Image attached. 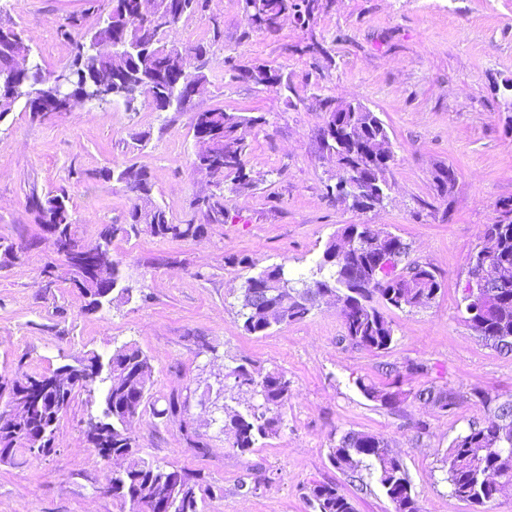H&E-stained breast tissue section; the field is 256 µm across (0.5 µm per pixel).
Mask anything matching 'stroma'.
Here are the masks:
<instances>
[{
    "instance_id": "1",
    "label": "stroma",
    "mask_w": 512,
    "mask_h": 512,
    "mask_svg": "<svg viewBox=\"0 0 512 512\" xmlns=\"http://www.w3.org/2000/svg\"><path fill=\"white\" fill-rule=\"evenodd\" d=\"M107 9L103 2L90 10L86 0H0V24L21 31L32 59L55 71L74 54L60 33L66 18L93 28ZM171 38L209 47L207 91L180 111L84 103L34 120L19 104L0 119V237L20 248L19 261L0 266V374L51 372L90 353L106 361L123 344L138 346L154 367L131 427L139 455L214 486L204 512H312L309 489L331 482L355 512H392L373 477L356 488L331 465L330 448L347 431L389 441L422 512H512V499L486 507L459 500L446 480L453 440L487 417L477 392L512 394V354L486 345L462 316L469 260L499 219V203L512 200V107L499 93L512 79V0H331L314 23L290 15L275 35L251 29L240 0H209ZM313 40L323 54L305 52ZM228 57L233 65H225ZM237 63L279 70L294 94L239 79ZM348 102L377 112L392 142L389 201L378 211L359 212L326 194L336 167L319 130L327 105ZM210 109L258 119L245 131L251 185L225 183L218 222L195 205L214 190L193 165L192 118ZM124 164L149 173L153 200L173 223L205 232L114 240L133 293L89 313L64 280V259L43 237L29 197L65 190L79 242L94 245L102 225L125 223L132 203L123 184L97 173ZM445 167L456 180L443 192L436 176ZM347 224L377 225L407 245L409 260L436 269L442 289L432 305L389 311L394 340L379 352L343 341L340 314L327 304L304 320L245 335L238 311L246 278L275 264L309 273L326 240ZM244 362L284 372L291 395L279 435L239 455L223 429L232 402L224 374ZM412 362L427 372H406ZM392 369L403 372L407 393L397 414L356 386L360 378L385 385ZM429 386L463 400L444 413L414 399ZM104 407L102 391L78 393L51 456L21 453L0 463V512H119L105 490L114 465L83 434ZM260 475L269 482L258 488Z\"/></svg>"
}]
</instances>
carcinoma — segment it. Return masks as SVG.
<instances>
[{
    "instance_id": "cac0c4a2",
    "label": "carcinoma",
    "mask_w": 512,
    "mask_h": 512,
    "mask_svg": "<svg viewBox=\"0 0 512 512\" xmlns=\"http://www.w3.org/2000/svg\"><path fill=\"white\" fill-rule=\"evenodd\" d=\"M147 0H110V10L98 27L79 35L69 64L58 71V76L70 90L71 98H56L51 93V83L41 66L31 62L25 69L19 68L17 42L20 33L11 26L0 25V118L13 111L19 102L31 113L32 118H45L55 112H67L71 102L81 95L83 86L93 74L108 68L100 106L121 101L132 106L136 97L128 87V75L140 72L143 90L156 103L157 109L180 108L187 103L189 90L196 84L205 85L201 73L182 72L175 58L164 52L154 54L149 64L143 66L135 58L122 62L98 61L91 46L107 40L123 42L128 38L149 48L159 47L167 40V33L141 24L142 4ZM243 9L250 15L254 28L276 33L280 22L290 13L304 22L315 20V13L328 4L319 0H242ZM204 5V0H171L173 25H178L187 14ZM239 77L258 85L273 86L293 91L291 84L278 71L266 65L237 68ZM349 111L331 108L319 138L327 147L342 145L345 164L343 172L336 176V183L326 185L327 195L343 199L344 185L365 178L377 179L376 190L363 204V209L374 211L385 208L388 195L386 172L394 160V151L386 127L374 112L364 111L360 104H347ZM263 117H246L220 109L197 112L193 116L192 129L196 141V158L208 163L210 176L216 191L197 200V206L207 215L224 213V183L246 186L242 155L246 144L244 127L255 125ZM353 136L344 138L346 128ZM105 180L112 178L125 185L132 194V205L124 224H105L99 232L103 252L112 264L111 288L117 296L97 295L86 301V311L94 313L115 298H128L132 286L123 283L121 262L112 254V242L127 238L137 231L143 221V211L153 204L152 184L148 173L133 165L122 169L100 171ZM65 203L66 223L59 231L71 245L77 244L73 231L70 198L66 193L44 197L32 196V205L41 228L55 220L57 200ZM160 220L151 234L161 238L195 239L204 233L201 224H174L167 220L163 209H158ZM502 219L488 225L482 248L475 259L485 266L509 265V275L500 288L503 299L497 306L488 307L477 299H465L467 320L474 328H481V338L501 353L512 352V204L501 207ZM396 236L371 224H346L328 238L321 259L308 277H293L283 265L271 266L248 277L241 287L239 316L242 328L248 335H259L271 327L299 321L320 306L324 290L332 289L340 294L348 308L340 313L344 339L356 347L375 351L389 349L394 330L384 310L417 309L429 306L441 289L436 271L428 264H406L410 274L405 276L390 263L378 267L372 257L377 244L391 245ZM111 372L106 376H94L100 357L91 354L69 365L71 372L66 390L62 393L49 389L45 382L56 376L52 371L47 377L42 373L24 374L6 378L0 375V415L9 408L25 405L26 417L21 421L0 423V447L10 448L9 457L0 462H11L17 453L27 452L34 445V425L50 418L59 420L72 403L79 390L93 393L96 385H105L104 398H112V412H103L96 419L98 428L84 431L87 441L95 448H110L125 454L127 466L119 475H112V498L121 512L138 498L136 512H149V494L145 485L149 482L165 484L172 491L178 512H201L199 503L211 489L201 479L184 468H163L144 460L138 455L136 440L131 433L133 421L143 411L148 393L153 365L150 358L133 344H125L112 353ZM225 377L232 383L224 389L247 396L244 410L224 408V432L231 435V448L241 454L252 451L259 440L279 434L281 421L278 410L291 393L290 381L280 371L260 374L241 364L227 370ZM400 375L383 387L357 381L362 394L369 400L396 410L404 402L403 392L397 388ZM413 397L429 402L443 411L454 410L461 403V396L443 389L425 387ZM494 422L472 423L466 432L458 435L450 448L447 481L452 494L476 505L492 504L500 499L512 498V395H481ZM332 465L341 470L350 483H363L362 471H368L393 506V512H421L418 500L412 492L411 481L403 461L390 448L383 436L359 431H347L340 435L329 454ZM497 470L505 473L497 485L487 482L488 473ZM314 512H354L347 495L336 484L323 483L314 486L306 495Z\"/></svg>"
}]
</instances>
